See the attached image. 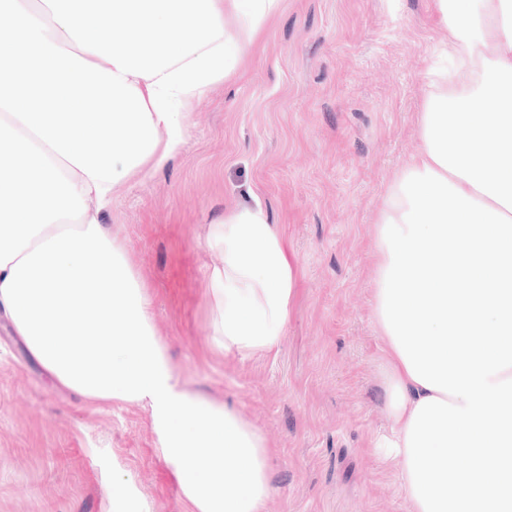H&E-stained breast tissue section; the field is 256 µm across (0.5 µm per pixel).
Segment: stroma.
<instances>
[{
    "mask_svg": "<svg viewBox=\"0 0 512 512\" xmlns=\"http://www.w3.org/2000/svg\"><path fill=\"white\" fill-rule=\"evenodd\" d=\"M447 40L433 0H282L237 72L188 105L182 151L100 215L189 387L271 447L265 512H410L397 461L374 446L390 431L374 238ZM258 204L294 268L288 323L276 353L218 352L206 272L222 256L206 229ZM114 456L153 512H187L148 411L54 384L0 314V512H106Z\"/></svg>",
    "mask_w": 512,
    "mask_h": 512,
    "instance_id": "35a3bbf8",
    "label": "stroma"
}]
</instances>
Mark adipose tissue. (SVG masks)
Masks as SVG:
<instances>
[{"mask_svg": "<svg viewBox=\"0 0 512 512\" xmlns=\"http://www.w3.org/2000/svg\"><path fill=\"white\" fill-rule=\"evenodd\" d=\"M281 0H0V311L61 386L150 412L188 512H265L263 434L191 391L100 212L164 167L182 110L234 74ZM448 31L419 147L375 231L391 435L411 512H512V0H434ZM238 25L224 26L225 14ZM217 347L270 353L295 275L262 208L209 226Z\"/></svg>", "mask_w": 512, "mask_h": 512, "instance_id": "obj_1", "label": "adipose tissue"}]
</instances>
